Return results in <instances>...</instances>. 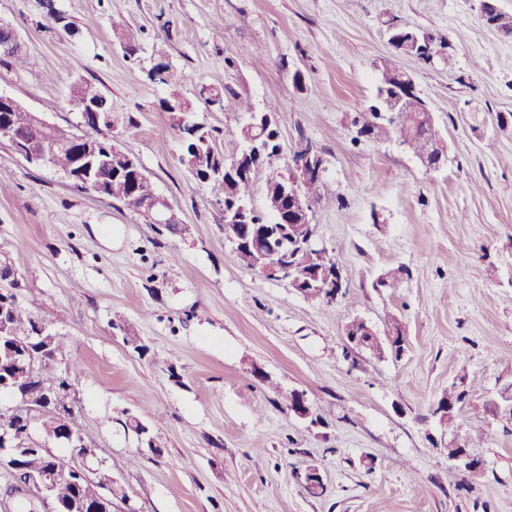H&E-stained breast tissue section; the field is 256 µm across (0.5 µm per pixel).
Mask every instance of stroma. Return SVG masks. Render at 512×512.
Masks as SVG:
<instances>
[{"label":"stroma","instance_id":"35a3bbf8","mask_svg":"<svg viewBox=\"0 0 512 512\" xmlns=\"http://www.w3.org/2000/svg\"><path fill=\"white\" fill-rule=\"evenodd\" d=\"M58 5L75 36L41 0H0V20L34 60L24 69L0 61V93L72 127L81 116L69 88L94 83L112 103L114 144L188 227L171 235L0 143V255L19 275V303L49 316L77 360V420L126 507L512 512V424L478 406L459 412L483 469L452 477L433 416L458 375L482 393L512 382V36L483 24L480 0ZM391 18L451 44L454 67L396 52ZM161 57L176 87L148 79ZM386 63L410 73L427 101L447 144L441 170L398 138H357L354 113L374 100ZM205 88L223 107L200 98ZM173 91L220 150L225 128L246 120L239 100L277 105L281 153L253 178L257 211L294 152L308 145L324 157L332 201L313 206L310 222L342 274L336 303H311L238 262L223 202L179 162L176 116L161 107ZM395 268V287L378 286ZM391 313L402 356L348 343L352 319L381 333ZM117 315L123 328L112 325ZM280 386L305 394L310 418L288 409ZM130 417L161 453L123 428ZM311 466L324 479L318 496L299 479Z\"/></svg>","mask_w":512,"mask_h":512}]
</instances>
